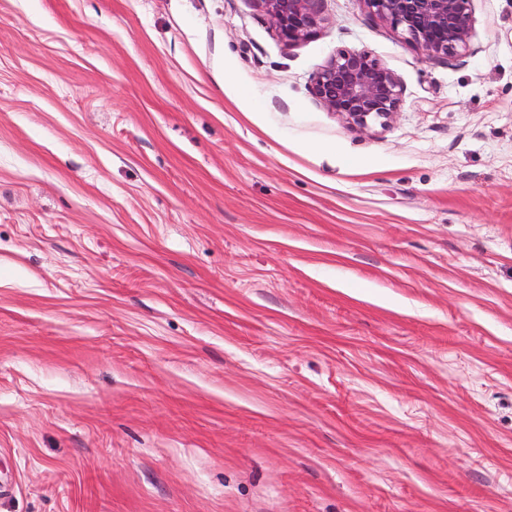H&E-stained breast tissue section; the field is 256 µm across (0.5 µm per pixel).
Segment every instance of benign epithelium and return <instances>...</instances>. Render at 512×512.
Listing matches in <instances>:
<instances>
[{
    "mask_svg": "<svg viewBox=\"0 0 512 512\" xmlns=\"http://www.w3.org/2000/svg\"><path fill=\"white\" fill-rule=\"evenodd\" d=\"M278 37L295 45L313 37L319 25L318 0H258ZM393 29L402 31L429 57L465 49L472 34V0H365ZM312 94L349 124L366 128L388 120L400 108L394 75L369 55L344 51L314 77Z\"/></svg>",
    "mask_w": 512,
    "mask_h": 512,
    "instance_id": "1",
    "label": "benign epithelium"
}]
</instances>
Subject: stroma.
I'll use <instances>...</instances> for the list:
<instances>
[{
  "label": "stroma",
  "instance_id": "stroma-1",
  "mask_svg": "<svg viewBox=\"0 0 512 512\" xmlns=\"http://www.w3.org/2000/svg\"><path fill=\"white\" fill-rule=\"evenodd\" d=\"M318 8L0 0V512H512V0ZM318 1L320 0H259L278 37L290 46L317 33L320 21L316 8ZM393 29L430 57L456 55L472 34V0H365ZM311 89L330 112L358 128L386 122L401 104L394 75L362 52L339 53L315 75Z\"/></svg>",
  "mask_w": 512,
  "mask_h": 512
}]
</instances>
